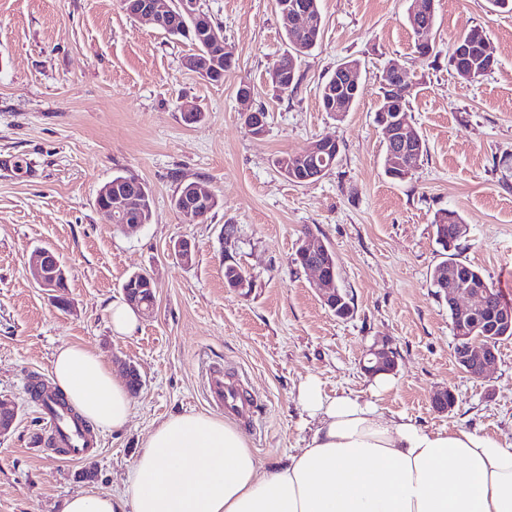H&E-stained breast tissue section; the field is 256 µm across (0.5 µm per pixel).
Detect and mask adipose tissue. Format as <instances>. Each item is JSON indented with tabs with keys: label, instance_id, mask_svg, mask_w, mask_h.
Returning a JSON list of instances; mask_svg holds the SVG:
<instances>
[{
	"label": "adipose tissue",
	"instance_id": "1",
	"mask_svg": "<svg viewBox=\"0 0 512 512\" xmlns=\"http://www.w3.org/2000/svg\"><path fill=\"white\" fill-rule=\"evenodd\" d=\"M52 379L89 423L127 424L129 391L96 351L61 345ZM299 402L315 428L271 470L233 420L176 414L150 433L122 491L72 495L63 512H512V443L331 398L313 378Z\"/></svg>",
	"mask_w": 512,
	"mask_h": 512
}]
</instances>
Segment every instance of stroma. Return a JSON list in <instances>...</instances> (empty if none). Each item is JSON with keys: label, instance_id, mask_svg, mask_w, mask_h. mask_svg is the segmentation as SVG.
Masks as SVG:
<instances>
[{"label": "stroma", "instance_id": "1", "mask_svg": "<svg viewBox=\"0 0 512 512\" xmlns=\"http://www.w3.org/2000/svg\"><path fill=\"white\" fill-rule=\"evenodd\" d=\"M201 4L237 57L218 84L184 67L189 42L130 18L121 0H0V397L18 408L0 439V512H62L73 494L123 489L158 423L212 413L206 375L218 366L256 396L258 413L240 428L263 468L279 464L312 430L301 384L313 377L327 395L369 397L361 362L381 339L397 353L393 386L377 398L386 413L512 442V339L487 377L466 374L454 358L448 304L430 284L443 259L431 221L455 210L470 226L460 261L512 301V13L489 0H436L437 54L424 58L406 22L414 0H320L322 40L297 90L281 93L267 81L287 48L274 0ZM474 25L489 34L498 65L468 83L448 47ZM348 59L360 64L361 95L351 112H323L319 87ZM393 59L415 85L406 116L427 149L405 181L386 177L375 121L380 76ZM243 79L269 112L264 135L244 125ZM186 104L202 122H185ZM318 137L340 145L332 171L287 181L274 159ZM116 175L137 177L149 192L152 219L138 230L116 228L96 205ZM191 181L219 200L207 222L173 207ZM228 223L237 227L230 239ZM307 231L335 255L349 318L324 306L312 274L292 262ZM181 237L194 245L192 264L170 250ZM38 247L68 270L72 312L27 277L24 262ZM228 264L242 269V287L225 284ZM136 272L154 278V313L118 336L106 308ZM65 343L95 349L116 378L128 362L142 378L126 427L93 429L88 466L36 444L46 425L30 386L50 381ZM444 387L457 404L441 413L432 396Z\"/></svg>", "mask_w": 512, "mask_h": 512}]
</instances>
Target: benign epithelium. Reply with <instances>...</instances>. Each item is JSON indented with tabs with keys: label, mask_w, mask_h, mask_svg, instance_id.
I'll return each instance as SVG.
<instances>
[{
	"label": "benign epithelium",
	"mask_w": 512,
	"mask_h": 512,
	"mask_svg": "<svg viewBox=\"0 0 512 512\" xmlns=\"http://www.w3.org/2000/svg\"><path fill=\"white\" fill-rule=\"evenodd\" d=\"M201 0H173L168 5L165 0H122L124 10L135 18H145L161 27L172 24L186 16L193 20L199 37L206 41L212 50L211 68L216 69L221 64L224 48L223 28L215 24L200 5ZM280 15L288 21V29L297 31L308 23L314 22L310 10L284 2L278 6ZM360 66L355 62L345 60L334 70L336 84L355 94L360 89ZM387 140L394 147L389 155V166L401 171L403 177H409L415 165L404 162L405 150L412 146L417 138V130L407 125L404 113L399 112L390 121H381ZM212 204L208 189L196 183L189 184L178 197L177 211L180 213L198 215L205 212ZM96 205L109 216H114V208L118 207L128 213H140V198L134 189L125 188L117 194L112 193V183L102 186L98 192ZM174 254L185 264L192 263L193 247L191 240L181 237L172 245ZM303 258V268L317 273L316 289L322 301L329 308L339 312L343 318L350 317L354 309L345 302L341 290L337 288L334 266L329 260V252L323 240L312 234L304 239L300 250ZM30 280L44 292L49 299H54L59 286L68 283L67 270L61 264L54 251L48 248L35 249L26 267ZM453 300L451 308L454 320L461 325L472 322L484 308L485 291L473 285H465L452 289ZM124 298L140 315L149 316L151 309L144 304L154 298L153 280L147 273L140 272L132 276L130 284L124 288ZM484 331L493 335L503 329L512 328V306L501 305L488 318L484 319ZM370 358L365 372L373 376L380 372L393 373L397 368L396 357L392 352L391 341L383 339L376 342L368 351ZM497 360V352L490 347L470 348L461 356L464 363L472 362L480 369V375H487ZM17 418V412L11 403L0 399V438L7 435Z\"/></svg>",
	"instance_id": "1"
}]
</instances>
